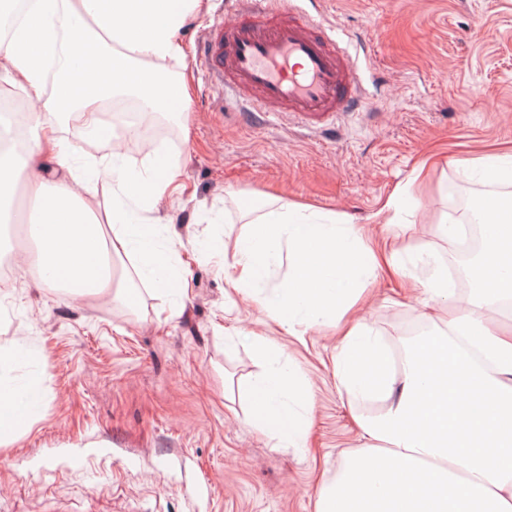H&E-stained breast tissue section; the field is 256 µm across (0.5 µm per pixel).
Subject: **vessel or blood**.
I'll return each mask as SVG.
<instances>
[{"label": "vessel or blood", "mask_w": 512, "mask_h": 512, "mask_svg": "<svg viewBox=\"0 0 512 512\" xmlns=\"http://www.w3.org/2000/svg\"><path fill=\"white\" fill-rule=\"evenodd\" d=\"M200 62L264 112L317 120L354 108L361 97L349 55L305 13L279 0H232L228 17L210 31Z\"/></svg>", "instance_id": "obj_1"}]
</instances>
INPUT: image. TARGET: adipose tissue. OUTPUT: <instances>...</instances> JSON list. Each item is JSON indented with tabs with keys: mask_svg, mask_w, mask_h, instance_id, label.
Wrapping results in <instances>:
<instances>
[{
	"mask_svg": "<svg viewBox=\"0 0 512 512\" xmlns=\"http://www.w3.org/2000/svg\"><path fill=\"white\" fill-rule=\"evenodd\" d=\"M201 0H0V79L32 104L24 155L0 152V214L13 210L15 186L30 205L27 232L36 248L28 269L50 274L69 295L112 291L113 259L136 254L137 273L162 274L185 293L178 250L153 247L151 224H130L132 210L152 211L178 175L159 160L131 175L119 155L98 176L116 183L112 208L97 214L82 202L62 131L77 120L105 135L101 103L137 96L150 111L187 112L185 78L161 68L185 57L181 34ZM488 248L475 269V292L445 330L419 338L402 361L370 334L347 323L365 284L407 276L420 266L418 303L449 302L448 268L367 244L361 228L279 198L245 207L251 231L224 278L233 295L257 302L288 333L335 325L339 383L362 400H380L379 415L361 417L364 445L347 456L318 491L315 512H512V338L498 316L512 300V195L486 197L479 210ZM288 253L287 286L264 293L257 283L274 253ZM254 422L295 448L305 445L307 382L269 365L250 390Z\"/></svg>",
	"mask_w": 512,
	"mask_h": 512,
	"instance_id": "adipose-tissue-1",
	"label": "adipose tissue"
}]
</instances>
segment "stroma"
Segmentation results:
<instances>
[{
	"label": "stroma",
	"mask_w": 512,
	"mask_h": 512,
	"mask_svg": "<svg viewBox=\"0 0 512 512\" xmlns=\"http://www.w3.org/2000/svg\"><path fill=\"white\" fill-rule=\"evenodd\" d=\"M355 52L364 99L319 122L281 112L224 108V87L195 60L226 0H204L188 23L191 101L173 138L125 156L180 167L182 192L163 198L155 242L182 241L187 298L145 278L121 303L63 295L42 276L0 286V347L7 376L34 388L29 429L0 446V512H315L317 491L362 447L365 402L336 378L339 338L321 325L293 336L249 299L224 295L225 265L250 233L240 208L266 195L312 204L368 226L403 256L427 249L458 264L441 236L455 214L451 188L463 159L512 144V0H300ZM77 168L109 156L112 140L79 126L64 133ZM400 200L398 224L371 216ZM361 316L389 348L442 329L408 282L366 286ZM268 341L311 385L307 445L279 444L252 422L249 385L264 362L249 337Z\"/></svg>",
	"instance_id": "obj_1"
}]
</instances>
